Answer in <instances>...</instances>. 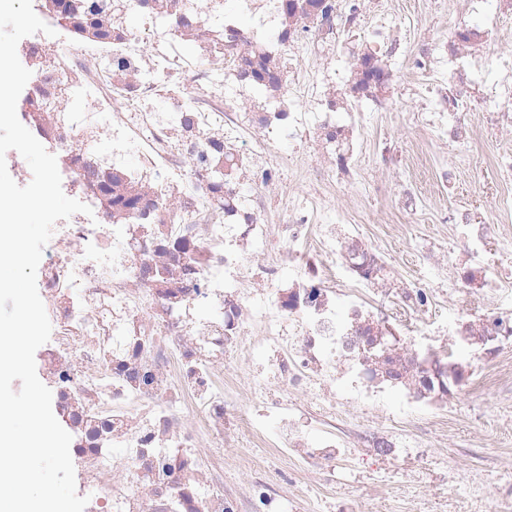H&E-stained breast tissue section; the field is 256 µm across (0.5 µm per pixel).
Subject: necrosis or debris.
Masks as SVG:
<instances>
[{
  "instance_id": "obj_1",
  "label": "necrosis or debris",
  "mask_w": 512,
  "mask_h": 512,
  "mask_svg": "<svg viewBox=\"0 0 512 512\" xmlns=\"http://www.w3.org/2000/svg\"><path fill=\"white\" fill-rule=\"evenodd\" d=\"M445 7L412 45L396 0H33L17 115L94 214L42 283L85 512H364L344 452L481 512L423 465L512 395V0ZM383 117L414 133L365 163ZM486 150L493 211L449 204L440 152Z\"/></svg>"
}]
</instances>
